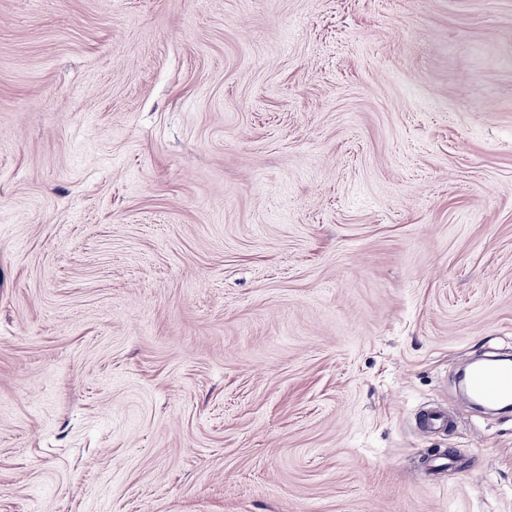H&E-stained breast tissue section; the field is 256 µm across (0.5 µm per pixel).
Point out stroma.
<instances>
[{
	"instance_id": "stroma-1",
	"label": "stroma",
	"mask_w": 512,
	"mask_h": 512,
	"mask_svg": "<svg viewBox=\"0 0 512 512\" xmlns=\"http://www.w3.org/2000/svg\"><path fill=\"white\" fill-rule=\"evenodd\" d=\"M492 349L512 0H0V512H512ZM469 387L486 408L509 405L512 403V362L491 360L471 364Z\"/></svg>"
}]
</instances>
